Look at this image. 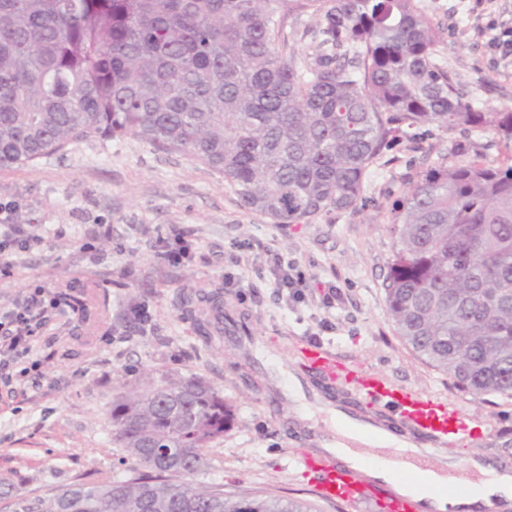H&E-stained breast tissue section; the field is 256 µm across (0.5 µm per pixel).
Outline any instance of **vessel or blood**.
I'll return each mask as SVG.
<instances>
[{"instance_id":"vessel-or-blood-1","label":"vessel or blood","mask_w":512,"mask_h":512,"mask_svg":"<svg viewBox=\"0 0 512 512\" xmlns=\"http://www.w3.org/2000/svg\"><path fill=\"white\" fill-rule=\"evenodd\" d=\"M301 353L309 372L328 381H342L361 398L389 412L413 435L416 450L404 457L418 470L430 467L428 447L451 438L463 437L465 424L461 407L438 395L413 392L392 384L379 374L338 362L335 353L323 346L303 343ZM295 462L316 475L314 492L322 501L359 508L377 505L380 512H436L431 501L388 492L368 480L361 470L346 464L336 453H298Z\"/></svg>"}]
</instances>
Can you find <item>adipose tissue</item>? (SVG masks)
<instances>
[{"label":"adipose tissue","instance_id":"ef3b65f1","mask_svg":"<svg viewBox=\"0 0 512 512\" xmlns=\"http://www.w3.org/2000/svg\"><path fill=\"white\" fill-rule=\"evenodd\" d=\"M329 424L335 428L337 439L326 443V450L342 452L347 463L361 467L371 476L392 484L398 493L423 497L429 495L432 489L447 487V463H440L436 468L416 475L409 462L396 463L387 457L375 459L364 454V447L375 443L368 431L346 426L335 414L330 415Z\"/></svg>","mask_w":512,"mask_h":512}]
</instances>
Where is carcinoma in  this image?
<instances>
[{
    "label": "carcinoma",
    "mask_w": 512,
    "mask_h": 512,
    "mask_svg": "<svg viewBox=\"0 0 512 512\" xmlns=\"http://www.w3.org/2000/svg\"><path fill=\"white\" fill-rule=\"evenodd\" d=\"M305 11L318 43L299 65L279 46ZM437 45L415 0H0V167L133 135L223 174L276 224L356 214L370 168L425 126L512 142V108L475 107ZM391 213L397 333L458 390L511 397L512 164L438 162ZM110 418L144 471L12 512H313L178 480L210 467L203 449L234 420L202 377L132 388Z\"/></svg>",
    "instance_id": "obj_1"
}]
</instances>
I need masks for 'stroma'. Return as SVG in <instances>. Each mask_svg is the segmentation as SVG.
Segmentation results:
<instances>
[{"label":"stroma","instance_id":"35a3bbf8","mask_svg":"<svg viewBox=\"0 0 512 512\" xmlns=\"http://www.w3.org/2000/svg\"><path fill=\"white\" fill-rule=\"evenodd\" d=\"M440 35L437 58L468 97L486 109L512 108V54L496 47L512 29V0H417ZM317 25L290 15L283 32L297 62L314 52ZM368 179L359 215L332 211L312 223L276 224L243 209L219 172L137 137H90L34 163L0 168V204L15 209L19 237L0 276V309L42 288L57 301L26 357L0 366V478L33 498L75 482L125 477L138 459L112 440L113 399L149 378L197 375L229 403L234 422L206 453L210 467L190 475L229 495H276L314 503L318 512H351L317 500L315 476L294 451H313L336 432L325 408L359 407L384 419L343 386L289 393L300 375L298 344H321L410 390L457 403L473 428L436 447L433 462L482 454L512 467V397L457 390L452 378L398 336L384 283L395 238L391 205L432 164H512V143L495 130L426 127L403 142ZM189 247L181 264L164 253ZM305 276L278 287L274 260ZM215 295L226 324L249 333L204 338L197 332L203 296ZM147 306L148 318L136 317Z\"/></svg>","mask_w":512,"mask_h":512}]
</instances>
